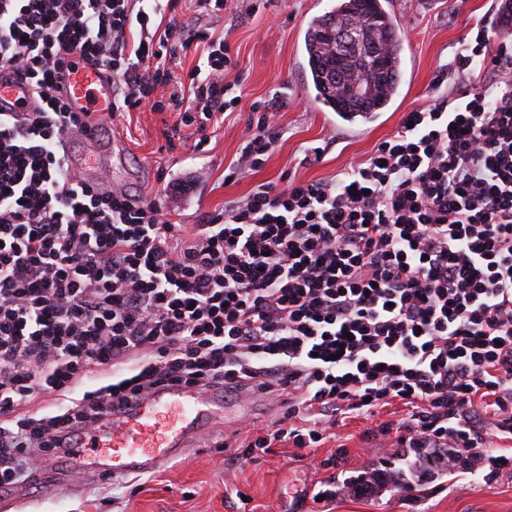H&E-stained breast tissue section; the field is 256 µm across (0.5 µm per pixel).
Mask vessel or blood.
<instances>
[{
  "mask_svg": "<svg viewBox=\"0 0 512 512\" xmlns=\"http://www.w3.org/2000/svg\"><path fill=\"white\" fill-rule=\"evenodd\" d=\"M59 78L74 108L89 115L75 133L82 149L70 156L71 168L87 178L111 177L112 147L101 139L102 118L112 103L111 71L81 62L61 71ZM37 105L32 85L19 82L10 69L0 70V113L30 112ZM223 409L224 394L216 389L158 391L133 409L108 414L98 429L64 449L65 468L53 472L52 484L69 491L76 476L115 478L158 470L195 447Z\"/></svg>",
  "mask_w": 512,
  "mask_h": 512,
  "instance_id": "vessel-or-blood-1",
  "label": "vessel or blood"
}]
</instances>
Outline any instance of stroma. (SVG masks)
<instances>
[{"label": "stroma", "mask_w": 512, "mask_h": 512, "mask_svg": "<svg viewBox=\"0 0 512 512\" xmlns=\"http://www.w3.org/2000/svg\"><path fill=\"white\" fill-rule=\"evenodd\" d=\"M333 0H273L268 9L244 16L235 24L221 18L197 17L193 0H181L182 19L199 18L226 37L238 66L231 75L242 88V102L223 123L198 132L180 124L173 112L143 109L126 113L109 124L106 138L119 145L112 172L135 196L165 197L184 224L221 209L225 201L245 197L258 184L284 177L317 180L343 173L362 163L374 147L396 132L403 113L433 103L448 93L437 83L440 65L450 62L462 38L490 7V0H387L404 42L407 74L390 111L367 124H348L325 111L304 87L300 68L303 33L313 15ZM284 98L277 117L282 136L265 165L239 181L224 180V169L240 152L253 102L274 92ZM205 137L203 151L189 147ZM321 148L312 158V148ZM240 398L229 395L232 413L216 423L202 448L179 456L160 470L116 480L90 481L75 493L16 488L10 512H235L230 490L251 500L255 512H512V472L471 476L437 471L433 459L392 453L390 438L373 441L365 431L381 422L406 418L409 409L395 404L375 416L344 420L319 447L303 457L286 445L246 463L232 460L218 448L226 432L270 427L284 407L280 401L257 398L251 417L236 415ZM344 449L340 467L326 460ZM384 470L387 479L377 491L357 492L352 484L370 468ZM321 489L335 498L316 503Z\"/></svg>", "instance_id": "1"}]
</instances>
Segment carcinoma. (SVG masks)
<instances>
[{
  "label": "carcinoma",
  "mask_w": 512,
  "mask_h": 512,
  "mask_svg": "<svg viewBox=\"0 0 512 512\" xmlns=\"http://www.w3.org/2000/svg\"><path fill=\"white\" fill-rule=\"evenodd\" d=\"M360 18L368 20L370 28L360 29L362 46L347 53L344 62L345 73L363 77L365 90L357 95L345 82L336 85V43L331 33L336 26ZM306 30L315 50L304 52V67L317 101L345 121L354 114L370 120L389 109L403 77V63L398 60L402 41L379 0H338L329 11L312 17Z\"/></svg>",
  "instance_id": "obj_1"
}]
</instances>
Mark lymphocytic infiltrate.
<instances>
[{"instance_id":"lymphocytic-infiltrate-1","label":"lymphocytic infiltrate","mask_w":512,"mask_h":512,"mask_svg":"<svg viewBox=\"0 0 512 512\" xmlns=\"http://www.w3.org/2000/svg\"><path fill=\"white\" fill-rule=\"evenodd\" d=\"M177 5L0 0V65L40 99L0 113V488L35 485L112 408L172 385L286 398L244 461L398 401L409 419L368 437L437 449L450 472L511 470L480 429L512 441V37L476 21L453 62L479 82L404 113L350 171L258 184L188 226L69 175L55 148L85 120L54 82L74 56L112 72V120L148 107L202 132L237 110L229 44ZM193 48L201 64L176 75ZM280 99L253 103L227 180L264 165Z\"/></svg>"}]
</instances>
